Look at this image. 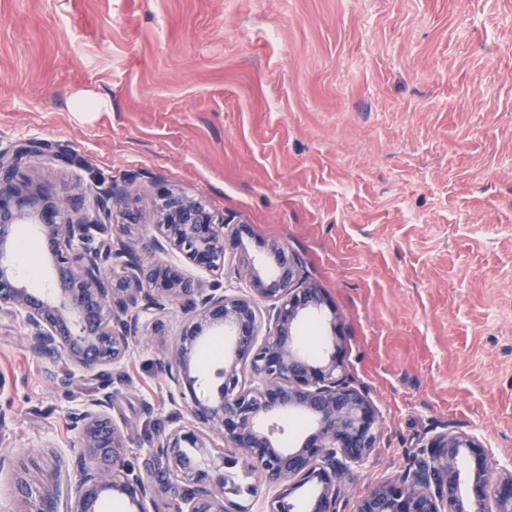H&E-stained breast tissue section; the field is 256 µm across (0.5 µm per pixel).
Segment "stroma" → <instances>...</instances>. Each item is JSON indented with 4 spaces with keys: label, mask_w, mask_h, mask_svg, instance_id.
Wrapping results in <instances>:
<instances>
[{
    "label": "stroma",
    "mask_w": 512,
    "mask_h": 512,
    "mask_svg": "<svg viewBox=\"0 0 512 512\" xmlns=\"http://www.w3.org/2000/svg\"><path fill=\"white\" fill-rule=\"evenodd\" d=\"M36 141L21 173L51 198L112 189L109 231L158 260L150 224L176 188L245 229L223 268L163 256L186 278L247 292L271 246L318 288L300 340L342 338L346 372L382 423L341 478L338 512L427 462L455 429L512 465V0H0V150ZM179 310L138 328L112 415L143 466L182 415L166 397ZM0 317V453L51 447L18 483L75 473L72 417L99 381ZM236 502L264 493L231 447Z\"/></svg>",
    "instance_id": "35a3bbf8"
}]
</instances>
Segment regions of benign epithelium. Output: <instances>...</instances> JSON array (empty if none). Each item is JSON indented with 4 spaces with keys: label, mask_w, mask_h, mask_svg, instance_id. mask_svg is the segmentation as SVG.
<instances>
[{
    "label": "benign epithelium",
    "mask_w": 512,
    "mask_h": 512,
    "mask_svg": "<svg viewBox=\"0 0 512 512\" xmlns=\"http://www.w3.org/2000/svg\"><path fill=\"white\" fill-rule=\"evenodd\" d=\"M40 151L28 143L0 151V315L17 318L32 352L52 365L60 359L71 377L104 379L130 355L132 329L166 306L182 302L191 321L172 354L167 397L183 403L188 418L147 449L144 469L127 461L133 441L112 416V392L102 388L75 413L76 478L60 498L58 481L25 496L17 512H99L107 493H119L148 512L160 489L169 492V512H248L224 496V449L240 451L277 491L256 512H283V502L314 480L319 490L310 512H335L340 477L363 466L380 436V421L367 397L345 376L340 345L320 359L297 343L302 319L322 302L316 288H300L295 262L274 250L278 272L251 275L248 294H230L185 278L171 264L138 266L125 260V244L99 240L111 215L109 202L41 204L20 174L23 158ZM155 249L180 252L214 269L241 236L224 232V221L200 200L180 192L161 196ZM36 224L53 266L51 292L37 294L18 277L12 260L15 227ZM118 264L121 274L104 275ZM272 329L258 340L260 305ZM212 335L224 336L218 384L204 387L198 350ZM292 409L308 413L316 431L297 448L277 444L266 424ZM430 462L405 475L409 486L381 484L362 498L359 512H512V471L494 485L485 478L487 449L474 436L450 430L428 445ZM221 463H216L212 452Z\"/></svg>",
    "instance_id": "benign-epithelium-1"
}]
</instances>
